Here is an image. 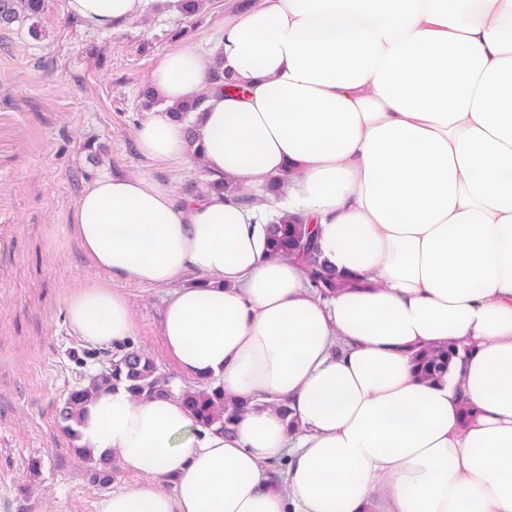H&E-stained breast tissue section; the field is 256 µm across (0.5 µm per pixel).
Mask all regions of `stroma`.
Here are the masks:
<instances>
[{
    "instance_id": "stroma-1",
    "label": "stroma",
    "mask_w": 512,
    "mask_h": 512,
    "mask_svg": "<svg viewBox=\"0 0 512 512\" xmlns=\"http://www.w3.org/2000/svg\"><path fill=\"white\" fill-rule=\"evenodd\" d=\"M227 4L207 0L191 23L151 4L105 31L67 0H44L35 21L0 27V512H97L105 494L142 482L115 463L99 483L62 429L58 407L113 354L71 332L66 304L109 283L132 306L131 345L174 383L161 334L167 291L91 266L70 224L83 189L105 172L145 177L177 198L205 189L202 164L149 160L135 132L162 58L187 45L209 56Z\"/></svg>"
}]
</instances>
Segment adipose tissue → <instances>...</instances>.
Instances as JSON below:
<instances>
[{"mask_svg":"<svg viewBox=\"0 0 512 512\" xmlns=\"http://www.w3.org/2000/svg\"><path fill=\"white\" fill-rule=\"evenodd\" d=\"M144 2L67 8L116 30ZM217 57L237 89H211ZM152 85L165 106L138 127L141 154L188 161L168 109L206 94L204 164L238 192L178 199L103 174L71 231L95 267L168 289L181 376L248 406L224 432L174 394L98 393L79 446L145 478L98 512H512V0H253L225 13L211 57L168 53ZM275 178L284 193L250 202ZM283 214L360 289L322 296L271 257ZM67 321L93 345L134 328L105 283L75 292ZM439 341L460 353L423 382L410 354Z\"/></svg>","mask_w":512,"mask_h":512,"instance_id":"obj_1","label":"adipose tissue"}]
</instances>
